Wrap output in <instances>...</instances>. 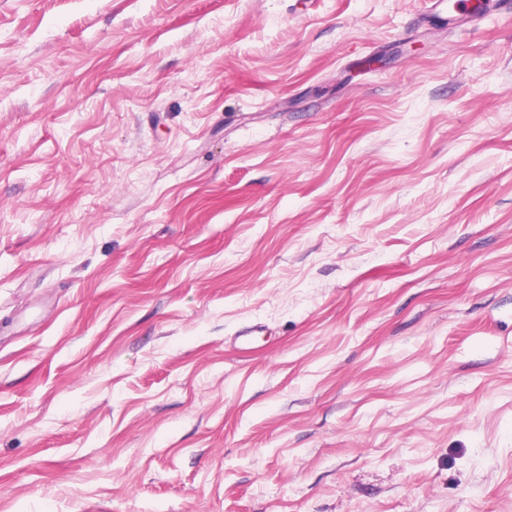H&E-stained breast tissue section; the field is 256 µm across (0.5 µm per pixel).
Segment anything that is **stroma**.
I'll list each match as a JSON object with an SVG mask.
<instances>
[{
	"label": "stroma",
	"instance_id": "stroma-1",
	"mask_svg": "<svg viewBox=\"0 0 512 512\" xmlns=\"http://www.w3.org/2000/svg\"><path fill=\"white\" fill-rule=\"evenodd\" d=\"M0 512H512V0H0Z\"/></svg>",
	"mask_w": 512,
	"mask_h": 512
}]
</instances>
